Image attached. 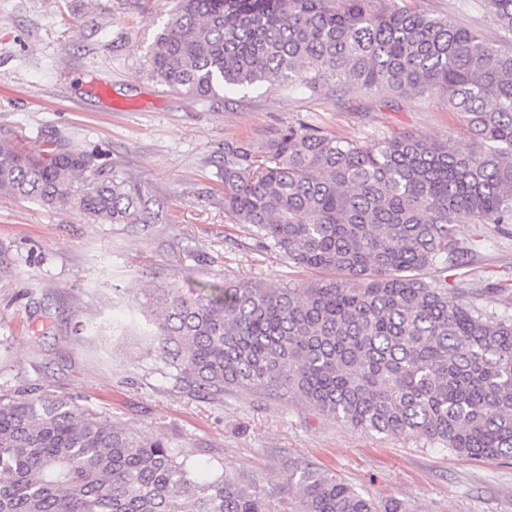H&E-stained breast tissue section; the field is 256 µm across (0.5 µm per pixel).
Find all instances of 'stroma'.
Wrapping results in <instances>:
<instances>
[{
	"label": "stroma",
	"mask_w": 512,
	"mask_h": 512,
	"mask_svg": "<svg viewBox=\"0 0 512 512\" xmlns=\"http://www.w3.org/2000/svg\"><path fill=\"white\" fill-rule=\"evenodd\" d=\"M450 16L512 45L481 0H391ZM175 0H0V131L30 151L55 141L91 152L101 175L127 173L159 200L153 224H91L76 209L0 195V396L37 387L122 425L163 434L199 473L231 461L275 489L287 460L336 474L412 512H512V460L474 459L416 438L368 436L301 402L263 391L200 398L176 386L150 349L145 293L227 280L282 287L312 280L229 223L217 169L225 140H264L304 121L373 143L406 133L462 149L458 119L437 98L389 101L266 83L198 100L154 76L150 48ZM466 252L448 272L490 315H512V224H458Z\"/></svg>",
	"instance_id": "35a3bbf8"
}]
</instances>
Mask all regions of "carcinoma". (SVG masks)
Instances as JSON below:
<instances>
[{
  "mask_svg": "<svg viewBox=\"0 0 512 512\" xmlns=\"http://www.w3.org/2000/svg\"><path fill=\"white\" fill-rule=\"evenodd\" d=\"M512 33V0H483ZM154 75L209 100L263 82L436 97L464 150L391 134L365 145L305 122L224 141V215L292 268L282 288L159 286L151 348L175 384L210 398L269 391L366 434L512 460V318L448 305L454 226L512 224V50L448 17L386 0H178L150 50ZM61 144L0 135V194L147 224L153 199ZM277 496L219 464L199 477L162 435L24 388L0 399V512H411L288 460Z\"/></svg>",
  "mask_w": 512,
  "mask_h": 512,
  "instance_id": "cac0c4a2",
  "label": "carcinoma"
}]
</instances>
